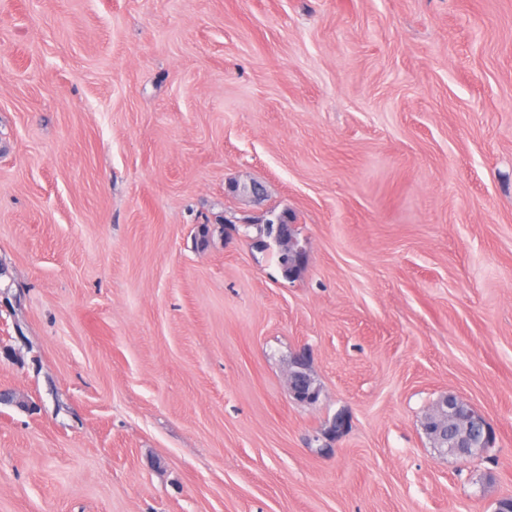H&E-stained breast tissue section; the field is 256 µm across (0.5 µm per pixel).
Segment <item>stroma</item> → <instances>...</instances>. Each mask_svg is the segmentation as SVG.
Listing matches in <instances>:
<instances>
[{
    "label": "stroma",
    "mask_w": 512,
    "mask_h": 512,
    "mask_svg": "<svg viewBox=\"0 0 512 512\" xmlns=\"http://www.w3.org/2000/svg\"><path fill=\"white\" fill-rule=\"evenodd\" d=\"M1 386L0 512H495L512 0H0ZM289 390L292 398L298 402H315L319 396V389L313 386L311 375L301 362L290 373ZM424 430L460 457H470L476 448L489 447L496 438L486 417L452 393L437 401L426 418Z\"/></svg>",
    "instance_id": "1"
}]
</instances>
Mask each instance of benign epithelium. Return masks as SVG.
Here are the masks:
<instances>
[{
    "label": "benign epithelium",
    "mask_w": 512,
    "mask_h": 512,
    "mask_svg": "<svg viewBox=\"0 0 512 512\" xmlns=\"http://www.w3.org/2000/svg\"><path fill=\"white\" fill-rule=\"evenodd\" d=\"M289 390L292 398L298 402L311 403L319 396V389L313 386L311 375L301 362L290 373ZM347 428L346 415L338 413L324 431V438L334 440ZM424 430L460 457H469L475 449L490 446L496 438L494 428L486 417L452 393L443 395L437 401L426 418Z\"/></svg>",
    "instance_id": "benign-epithelium-1"
}]
</instances>
